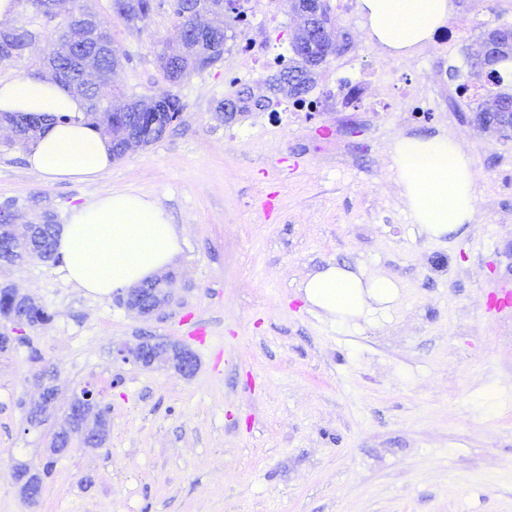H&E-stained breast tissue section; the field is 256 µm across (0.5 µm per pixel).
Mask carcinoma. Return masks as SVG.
<instances>
[{
    "label": "carcinoma",
    "mask_w": 512,
    "mask_h": 512,
    "mask_svg": "<svg viewBox=\"0 0 512 512\" xmlns=\"http://www.w3.org/2000/svg\"><path fill=\"white\" fill-rule=\"evenodd\" d=\"M35 12L46 17H58L61 22H70L66 28L56 27L47 38L49 53L44 62L52 70L55 79L72 88L88 102L84 118L94 124L102 136L110 139L115 157L123 158L122 147L128 130H137L144 145L161 140L172 123L184 109L180 98L171 93H163L151 98L134 99L120 109L109 106L112 96L111 76L118 65V58L112 55V33L109 24L102 21L87 7L79 6L80 14L74 20H68L73 5L67 0H30ZM166 6L177 27L189 32V39L181 44L178 51L162 52L158 55L159 67L172 83L181 81L195 70L206 68L218 62L224 54L227 40L224 27V8L220 0H195L192 12L184 14L174 3L154 4L153 0H134L132 9L127 11L125 20L136 23L146 18L155 8ZM294 14L299 23L292 38V44L306 46L311 40L307 20L296 10ZM79 30L86 36L88 44L84 53L75 55L71 40L73 30ZM37 33L21 26L7 32L0 31V66H7L20 58L26 46L32 43ZM494 52L498 61L512 59V39L502 36L497 28H489L481 35L476 47L469 48L471 61L484 58L488 52ZM316 67L311 65L309 55L301 51H292L288 64L282 68L270 89L280 92L285 89L282 78L290 73L297 76L303 89L292 93L297 101L303 100L315 83ZM500 91L490 88L480 98L473 101L472 111L482 118L481 124L492 128L500 136L509 137V127L500 124L496 115L501 107ZM272 100L268 97L252 98V94L241 91L236 100V110L244 111L249 106L267 109ZM15 129L12 144L25 149L34 140L38 131V122L34 119L20 118L16 115H4L0 118ZM48 227L42 233L27 231L13 238L12 252L0 247V265H16L22 262V254L31 255L43 262H56L55 250L48 241L56 233L57 226L53 216L46 219Z\"/></svg>",
    "instance_id": "obj_1"
}]
</instances>
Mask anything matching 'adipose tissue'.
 <instances>
[{"instance_id": "obj_1", "label": "adipose tissue", "mask_w": 512, "mask_h": 512, "mask_svg": "<svg viewBox=\"0 0 512 512\" xmlns=\"http://www.w3.org/2000/svg\"><path fill=\"white\" fill-rule=\"evenodd\" d=\"M369 35L401 55L427 42L453 11V0H358ZM86 100L48 78L0 80V112L44 119L24 158L46 182L91 183L111 169L110 140L82 118ZM71 115L68 123L54 122ZM404 207L419 235H465L477 207L473 158L448 135L404 136L392 153ZM182 230L154 199L115 191L74 207L59 228L57 253L67 283L109 297L162 275L180 254ZM308 305L329 321L358 325L389 309L399 283L360 266L327 263L300 283Z\"/></svg>"}]
</instances>
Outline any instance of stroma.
<instances>
[{"instance_id":"35a3bbf8","label":"stroma","mask_w":512,"mask_h":512,"mask_svg":"<svg viewBox=\"0 0 512 512\" xmlns=\"http://www.w3.org/2000/svg\"><path fill=\"white\" fill-rule=\"evenodd\" d=\"M491 0H454L457 59L426 53L409 71L418 87L454 90L470 77L468 48ZM113 0H86L112 28L123 97L177 95L184 110L157 143L117 160L92 183L49 184L24 151L0 142V203L19 223H65L96 196L126 191L158 201L184 226L171 268L173 301L138 317L119 295L68 285L59 265L0 266V287L33 297L51 316L0 352V512H512V321L485 299L512 274V139L484 129L467 101L420 124L402 112H358V134L336 135L339 112L272 109L219 118L220 102L271 73L241 52L262 31L286 55L296 20L286 0H242L224 57L171 84L157 63L176 47L166 9L139 25ZM348 36L320 68L312 97L335 98L336 66L375 68L361 14L329 11ZM36 41L0 79L42 72L56 20L17 0L8 27ZM448 134L474 159L478 212L460 239L418 235L400 202L390 151L404 136ZM271 201L263 211V201ZM359 264L402 285L385 314L361 327L331 323L306 306L300 280L327 262ZM152 335L189 346L194 376L122 360ZM38 359H31V351ZM55 371L58 392L43 425L27 421L35 377ZM94 389L110 434L100 448L46 439L65 426L75 387ZM51 465L37 502L14 478L19 465Z\"/></svg>"}]
</instances>
